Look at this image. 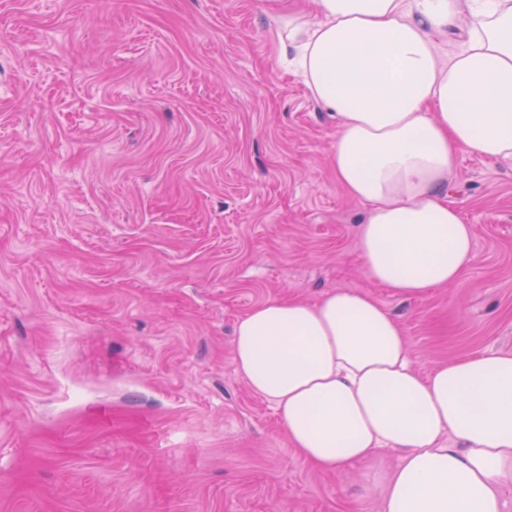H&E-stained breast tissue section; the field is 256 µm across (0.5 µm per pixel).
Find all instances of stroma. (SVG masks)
<instances>
[{
  "label": "stroma",
  "mask_w": 512,
  "mask_h": 512,
  "mask_svg": "<svg viewBox=\"0 0 512 512\" xmlns=\"http://www.w3.org/2000/svg\"><path fill=\"white\" fill-rule=\"evenodd\" d=\"M283 0H0V512H380L232 362L237 319L369 294L418 369L512 352V161L462 156L476 259L365 275L335 117L279 60Z\"/></svg>",
  "instance_id": "obj_1"
}]
</instances>
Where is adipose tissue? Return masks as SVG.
<instances>
[{"label": "adipose tissue", "mask_w": 512, "mask_h": 512, "mask_svg": "<svg viewBox=\"0 0 512 512\" xmlns=\"http://www.w3.org/2000/svg\"><path fill=\"white\" fill-rule=\"evenodd\" d=\"M275 17L281 60L336 115L331 166L367 206V277L425 298L474 259V230L445 192L459 158L512 160V0H315ZM452 53L437 41L452 29ZM232 361L278 412L288 444L323 472L382 455L381 512H506L512 484V353L479 352L421 374L399 321L338 288L314 303L256 305Z\"/></svg>", "instance_id": "obj_1"}]
</instances>
